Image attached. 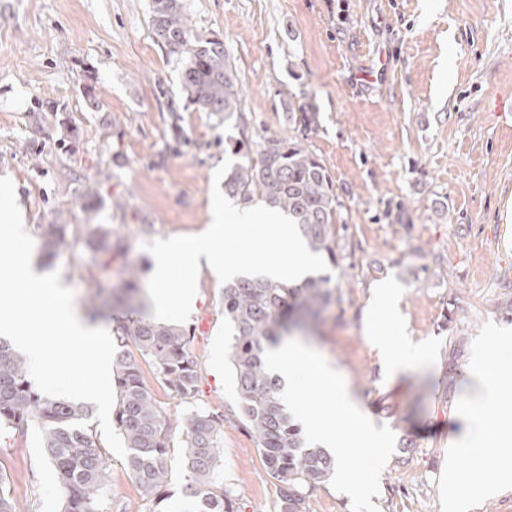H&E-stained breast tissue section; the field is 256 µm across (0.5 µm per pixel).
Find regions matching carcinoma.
Returning <instances> with one entry per match:
<instances>
[{"mask_svg": "<svg viewBox=\"0 0 512 512\" xmlns=\"http://www.w3.org/2000/svg\"><path fill=\"white\" fill-rule=\"evenodd\" d=\"M155 43L180 64V84L188 101L204 112L241 117V79L219 38L203 39L190 25L182 0H153ZM288 121L305 131L316 122L312 106L288 104ZM236 161L224 175V194L246 209L258 203L282 211L297 224L309 250L327 255L331 269L300 283L265 277H239L224 285V320L232 333L227 352L234 373L236 410L231 419L256 440L265 473L282 485L281 512H307L311 491L334 471V457L305 441L281 400L279 377L265 369L268 346L282 333L317 320L339 300L332 270L338 264L331 231L341 207L325 165L291 137L242 139L232 149ZM66 224L37 225L43 257L50 259L65 237ZM96 252L112 251V228L75 224ZM143 269H129L121 308L112 309L117 341L112 367L116 391L113 424L128 448L127 468L144 495L160 505L171 481V426L143 380L147 364L170 393L192 398L201 376L188 347L190 328L148 319L136 304ZM134 346L138 355L130 353ZM90 409L66 398H50L33 388L25 359L0 339V432L22 435L36 423L65 491L62 512H102L106 495V451L89 428ZM223 416L198 407L180 421L184 494L199 499L208 512H236V498L218 470Z\"/></svg>", "mask_w": 512, "mask_h": 512, "instance_id": "obj_1", "label": "carcinoma"}]
</instances>
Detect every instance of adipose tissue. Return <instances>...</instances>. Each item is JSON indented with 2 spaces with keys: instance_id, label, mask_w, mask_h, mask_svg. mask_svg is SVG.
Instances as JSON below:
<instances>
[{
  "instance_id": "obj_1",
  "label": "adipose tissue",
  "mask_w": 512,
  "mask_h": 512,
  "mask_svg": "<svg viewBox=\"0 0 512 512\" xmlns=\"http://www.w3.org/2000/svg\"><path fill=\"white\" fill-rule=\"evenodd\" d=\"M379 345L389 366L396 371L427 358L425 347L413 343L403 326H396L395 336L380 340ZM472 390L466 395L464 427L448 455L443 482V512H471L474 493L492 498L512 489V429L490 423L495 413L512 414V364L481 359L470 373ZM467 455L471 470L458 468V455ZM495 472L493 481L481 484L477 478L485 469Z\"/></svg>"
}]
</instances>
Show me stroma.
I'll list each match as a JSON object with an SVG mask.
<instances>
[{
    "instance_id": "1",
    "label": "stroma",
    "mask_w": 512,
    "mask_h": 512,
    "mask_svg": "<svg viewBox=\"0 0 512 512\" xmlns=\"http://www.w3.org/2000/svg\"><path fill=\"white\" fill-rule=\"evenodd\" d=\"M195 31L218 36L243 84L240 126L190 104L179 67L153 39L152 0H0V176L15 186L24 227L108 224L125 247L91 265L67 234L36 266L60 271L75 301L98 280L121 286L153 272L141 244L206 230L213 174L248 138L295 135L288 104L312 105L299 135L332 174L339 303L294 339L336 366L398 446L380 477L379 512H439L448 453L459 435L470 371L488 334L511 327L512 0H183ZM93 87L94 100L84 89ZM121 208H113V201ZM402 292L407 336L429 347L391 373L365 316L376 285ZM201 382L195 399L143 379L171 423L168 512L186 474L179 425L192 405L224 416L219 470L238 512H280L226 363L224 285L200 269L187 321ZM457 363L456 384L444 377ZM0 473L21 512H61L63 490L37 428L0 440ZM104 512H153L125 460L110 457Z\"/></svg>"
}]
</instances>
